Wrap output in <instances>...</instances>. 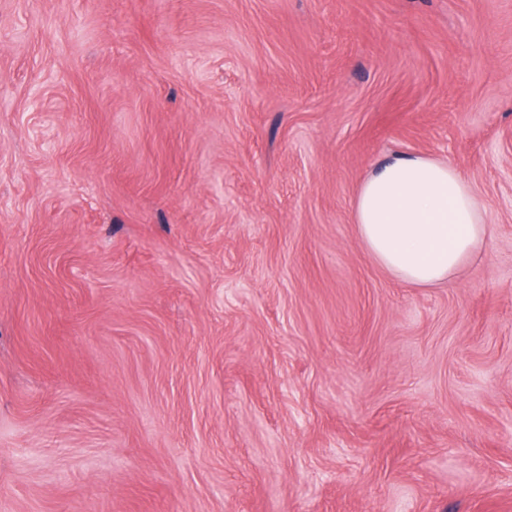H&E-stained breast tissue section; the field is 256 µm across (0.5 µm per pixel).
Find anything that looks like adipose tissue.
<instances>
[{"mask_svg":"<svg viewBox=\"0 0 512 512\" xmlns=\"http://www.w3.org/2000/svg\"><path fill=\"white\" fill-rule=\"evenodd\" d=\"M352 219L376 263L419 288L454 277L489 234L471 184L448 161L424 155L397 154L371 172Z\"/></svg>","mask_w":512,"mask_h":512,"instance_id":"obj_1","label":"adipose tissue"}]
</instances>
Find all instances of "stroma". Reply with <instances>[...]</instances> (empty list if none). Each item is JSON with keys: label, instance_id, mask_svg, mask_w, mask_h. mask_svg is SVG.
Masks as SVG:
<instances>
[{"label": "stroma", "instance_id": "stroma-1", "mask_svg": "<svg viewBox=\"0 0 512 512\" xmlns=\"http://www.w3.org/2000/svg\"><path fill=\"white\" fill-rule=\"evenodd\" d=\"M399 153L490 226L432 288ZM0 512H512V0H0ZM352 219L376 263L419 288L454 277L489 234L471 184L448 161L424 155L397 154L371 172Z\"/></svg>", "mask_w": 512, "mask_h": 512}]
</instances>
